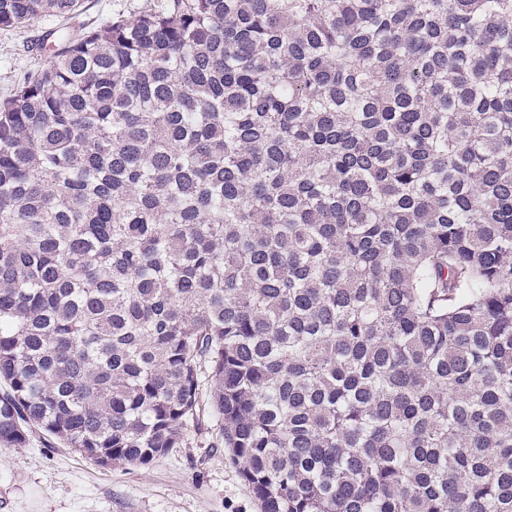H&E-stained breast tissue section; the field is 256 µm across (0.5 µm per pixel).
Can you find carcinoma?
<instances>
[{"label": "carcinoma", "instance_id": "carcinoma-1", "mask_svg": "<svg viewBox=\"0 0 512 512\" xmlns=\"http://www.w3.org/2000/svg\"><path fill=\"white\" fill-rule=\"evenodd\" d=\"M53 35L0 100V447L205 432L261 512H512V0Z\"/></svg>", "mask_w": 512, "mask_h": 512}]
</instances>
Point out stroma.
I'll use <instances>...</instances> for the list:
<instances>
[{"label":"stroma","instance_id":"stroma-1","mask_svg":"<svg viewBox=\"0 0 512 512\" xmlns=\"http://www.w3.org/2000/svg\"><path fill=\"white\" fill-rule=\"evenodd\" d=\"M141 0H83L68 21L48 16L13 31L0 30V98L49 58V30L133 14ZM0 512H259L225 449L207 435L172 449L147 466L101 467L33 435L27 447L0 448Z\"/></svg>","mask_w":512,"mask_h":512}]
</instances>
